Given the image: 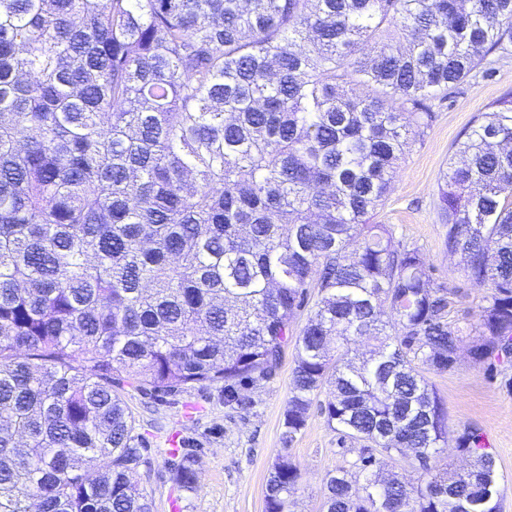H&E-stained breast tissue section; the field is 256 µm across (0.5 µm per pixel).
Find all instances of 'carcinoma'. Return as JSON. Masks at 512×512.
I'll use <instances>...</instances> for the list:
<instances>
[{
	"instance_id": "carcinoma-1",
	"label": "carcinoma",
	"mask_w": 512,
	"mask_h": 512,
	"mask_svg": "<svg viewBox=\"0 0 512 512\" xmlns=\"http://www.w3.org/2000/svg\"><path fill=\"white\" fill-rule=\"evenodd\" d=\"M511 49L512 0H0V512H151L115 381L229 390L290 339L284 442L326 388L328 425L366 443L326 512H499L475 432L467 468L435 465L447 413L419 366L471 335L475 361L512 357V93L437 183L477 322L373 217L433 102ZM381 448L425 482L379 479ZM173 471L194 485L189 455ZM303 479L274 464L266 512Z\"/></svg>"
}]
</instances>
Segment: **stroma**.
<instances>
[{"instance_id": "1", "label": "stroma", "mask_w": 512, "mask_h": 512, "mask_svg": "<svg viewBox=\"0 0 512 512\" xmlns=\"http://www.w3.org/2000/svg\"><path fill=\"white\" fill-rule=\"evenodd\" d=\"M512 91V55L501 60L492 78H473L448 100L436 103L437 118L423 141L402 160L395 188L376 219L394 225L404 242L418 246L433 276L453 289L452 314L476 313L481 293L466 281L458 258L444 249L445 228L436 206L437 182L456 142L478 113ZM471 339H464L453 368L422 373L441 399L451 436L477 429L480 445L495 459L500 512H512V360L495 369L475 362ZM294 349L285 347L276 374L236 385L204 384L169 394L145 392L121 382L116 390L134 419V434L151 466L139 487L152 512H265L264 489L274 463L300 466L305 478L294 496L293 512H322L324 480L340 468L353 469L362 445L342 440L321 410L319 393L306 426L291 443L282 439V419L292 385ZM191 454L196 481L176 483L173 449Z\"/></svg>"}]
</instances>
